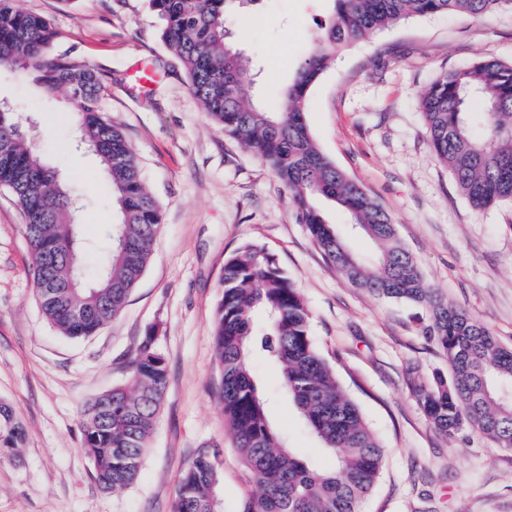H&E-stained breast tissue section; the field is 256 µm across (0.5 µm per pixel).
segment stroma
I'll return each mask as SVG.
<instances>
[{
	"instance_id": "1",
	"label": "stroma",
	"mask_w": 512,
	"mask_h": 512,
	"mask_svg": "<svg viewBox=\"0 0 512 512\" xmlns=\"http://www.w3.org/2000/svg\"><path fill=\"white\" fill-rule=\"evenodd\" d=\"M62 34L55 52L110 73L102 106L123 129L162 226L149 263L119 316L72 339L35 300L22 212L0 189V400L25 428L16 454L0 455V512H174L177 482L201 449L218 451L220 512H243L255 488L233 448L215 385L213 319L224 264L249 242L263 246L311 311L310 334L383 446L381 478L362 512H512V451L468 430L438 434L409 375L447 372L425 337L424 310L352 287L326 263L288 190L258 156L225 136L189 91L160 37L148 0H20ZM333 0H253L226 16L249 58L252 101L277 109ZM488 56L512 64V12L410 17L338 52L311 90L307 122L320 149L392 216L427 283L512 346V203L474 207L434 157L419 107L442 72ZM160 64L144 95L132 72ZM0 99L38 102L22 131L79 200L75 222L93 273L116 221L97 157L76 148L67 90L45 92L34 72L0 71ZM167 363L163 404L135 482L100 488L82 446L86 403L127 384L149 331ZM251 367L271 424L309 466L333 469L280 387L276 367Z\"/></svg>"
}]
</instances>
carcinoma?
Returning <instances> with one entry per match:
<instances>
[{
	"label": "carcinoma",
	"mask_w": 512,
	"mask_h": 512,
	"mask_svg": "<svg viewBox=\"0 0 512 512\" xmlns=\"http://www.w3.org/2000/svg\"><path fill=\"white\" fill-rule=\"evenodd\" d=\"M17 2L0 0V69H32L45 90H69L79 135L99 158L119 215L110 231V255L86 286L72 198L26 143L14 109L0 111V187L24 216L37 302L62 335L85 338L122 312L150 260L162 213L125 133L103 113L102 74L81 56L49 54L60 33ZM232 2L149 0L190 91L224 134L258 155L288 189L297 222L326 261L355 288L425 309L427 339L446 356L448 374L412 376L409 385L434 429L445 436L476 430L512 449V348L436 294L391 215L319 149L306 120L309 93L338 51L402 19L457 11L483 17L512 9V0H333L331 19L320 24L276 111L244 94L249 68L224 26ZM474 98L483 100L485 111H469ZM419 105L435 157L469 202L477 208L512 202V65L485 57L446 71L421 93ZM323 201L344 211L353 233L371 241L372 260L337 234ZM223 284L213 334L218 399L258 488L244 512H359L379 477L382 446L313 344L302 296L258 244L244 245L225 262ZM258 349L278 368L285 396L321 448L336 457L335 469L308 467L271 425L250 367ZM167 375L152 331L133 360L130 384L85 405L82 445L103 489L120 490L136 479ZM23 438L12 407L0 401V452L19 447ZM219 466L216 453L197 454L177 484L175 512H219Z\"/></svg>",
	"instance_id": "carcinoma-1"
}]
</instances>
